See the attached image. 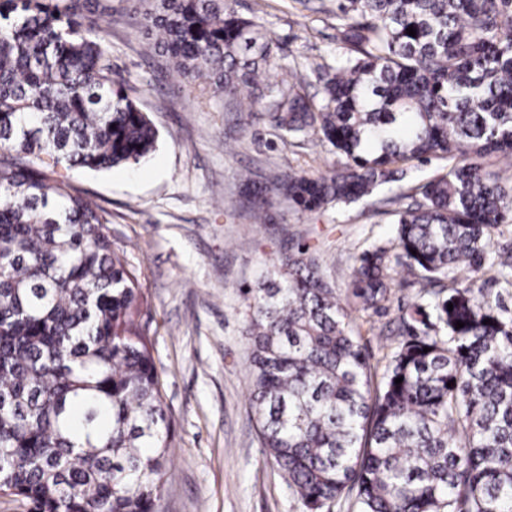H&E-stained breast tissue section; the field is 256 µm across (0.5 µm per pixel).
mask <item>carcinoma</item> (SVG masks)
Returning a JSON list of instances; mask_svg holds the SVG:
<instances>
[{"label":"carcinoma","mask_w":512,"mask_h":512,"mask_svg":"<svg viewBox=\"0 0 512 512\" xmlns=\"http://www.w3.org/2000/svg\"><path fill=\"white\" fill-rule=\"evenodd\" d=\"M89 2L0 0V492L28 512H156L173 433L141 285L69 173L138 165L158 129L112 71ZM336 16L347 51L314 69L310 97L294 66L265 75L273 37L227 0L143 14L183 79L257 90L283 136L345 158L324 176L245 180L260 212L271 193L301 213L357 203L400 181L401 163L448 158L393 212L397 253L357 257L362 311L387 309L392 262L426 287L386 338L376 389L315 256L284 252L246 290L263 446L307 512L344 493L359 512H512V311L478 285L489 266L512 286V251L490 252L512 188L479 163L512 164V0H337Z\"/></svg>","instance_id":"carcinoma-1"}]
</instances>
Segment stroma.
<instances>
[{"label": "stroma", "instance_id": "stroma-1", "mask_svg": "<svg viewBox=\"0 0 512 512\" xmlns=\"http://www.w3.org/2000/svg\"><path fill=\"white\" fill-rule=\"evenodd\" d=\"M242 17L267 30L282 66L311 73L345 49L336 0H231ZM112 68L158 129L150 159L133 167L84 170L72 183L100 208L114 248L136 270L153 355L172 418L174 441L158 512H306L265 453L249 396L251 384L243 290L284 251L317 256L337 294L346 296L358 254L393 241L392 213L446 167L434 157L406 165L402 181L350 206L297 212L272 197L255 223L242 184H270L295 171L327 173L339 156L316 136L281 138L267 122H240L236 107L207 82H187L165 56L148 50L142 15L152 0H100ZM387 312L351 310L373 379L386 364L384 334L402 308L419 302L420 284L391 267Z\"/></svg>", "mask_w": 512, "mask_h": 512}]
</instances>
